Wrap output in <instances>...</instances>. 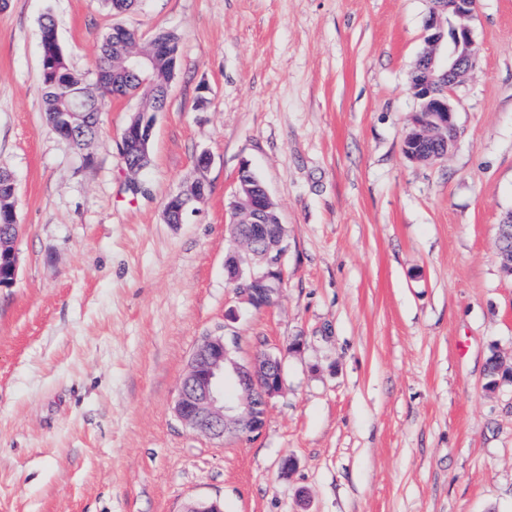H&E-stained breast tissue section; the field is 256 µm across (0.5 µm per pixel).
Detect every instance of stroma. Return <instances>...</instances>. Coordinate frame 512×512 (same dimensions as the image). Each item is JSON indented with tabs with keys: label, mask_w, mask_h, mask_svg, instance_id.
<instances>
[{
	"label": "stroma",
	"mask_w": 512,
	"mask_h": 512,
	"mask_svg": "<svg viewBox=\"0 0 512 512\" xmlns=\"http://www.w3.org/2000/svg\"><path fill=\"white\" fill-rule=\"evenodd\" d=\"M431 0H6L0 168L16 181V282L0 288V512H512V0H478L480 46L439 162L402 151ZM94 74L114 25L181 36L150 164L109 100L87 148L44 120L40 22ZM184 223L164 205L197 178ZM266 184L288 250L276 304L229 285L239 169ZM281 355L257 437L218 443L172 413L203 336ZM299 350H291L293 341ZM291 470H284V462ZM498 227L497 255L500 268L505 274L512 276V246L511 248H503L500 245V242L505 238L512 240V211L503 217ZM487 388L495 390L499 386L512 381V366L499 354L493 353L487 363Z\"/></svg>",
	"instance_id": "35a3bbf8"
}]
</instances>
